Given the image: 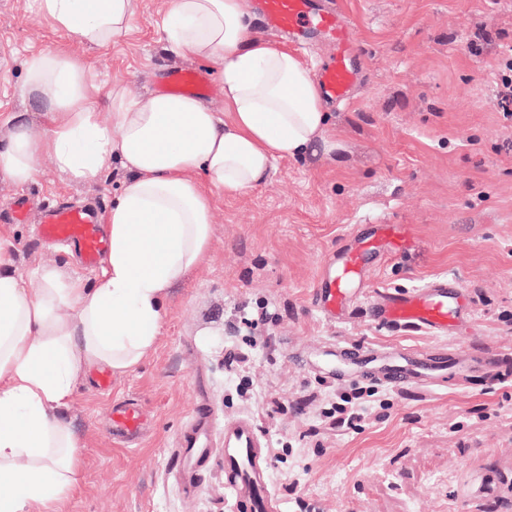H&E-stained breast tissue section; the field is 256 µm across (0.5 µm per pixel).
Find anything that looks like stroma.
Segmentation results:
<instances>
[{
  "instance_id": "35a3bbf8",
  "label": "stroma",
  "mask_w": 512,
  "mask_h": 512,
  "mask_svg": "<svg viewBox=\"0 0 512 512\" xmlns=\"http://www.w3.org/2000/svg\"><path fill=\"white\" fill-rule=\"evenodd\" d=\"M171 0H137L130 30L97 48L56 30L37 0H0V133L26 113L20 95L29 56L60 48L83 57L102 93L119 85L161 92L169 69L205 71L204 101L223 111L218 65L164 50ZM351 27L361 84L328 105L343 148L276 161L267 181L216 197L207 261L172 290L155 350L111 393L80 381L65 419L81 445L79 487L67 512H226L222 428L251 418L271 453L278 512H512V116L497 104L500 62L512 46V0H324ZM120 166L70 181L41 159L33 180L0 176V234L18 271L36 286L55 266L93 281L66 251L43 241L36 218H12L18 194L34 204L92 201L108 211ZM378 224H406L401 249L363 271L364 296L338 322L311 293L324 264L358 247ZM454 280L476 304L448 334L375 324L369 302L386 288ZM445 347L463 358L493 349L505 361L462 387L424 395L384 390L386 407L333 428L321 412L352 383L323 378L315 354L329 343ZM136 399L153 424L142 445H113V400ZM215 422L207 459L186 471L178 439L197 409ZM503 488L467 493L470 476Z\"/></svg>"
}]
</instances>
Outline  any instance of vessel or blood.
Wrapping results in <instances>:
<instances>
[{
  "instance_id": "b4317fda",
  "label": "vessel or blood",
  "mask_w": 512,
  "mask_h": 512,
  "mask_svg": "<svg viewBox=\"0 0 512 512\" xmlns=\"http://www.w3.org/2000/svg\"><path fill=\"white\" fill-rule=\"evenodd\" d=\"M267 27L276 32L305 36L322 33L335 42L336 52L320 67L319 86L328 100L344 104L357 82L352 64L356 42L351 28L340 14L321 10L314 0H262ZM207 76L197 70H174L165 87L174 92L202 93L208 88ZM44 240L70 247L82 266H98L108 250V239L94 209L61 204L47 210L39 220ZM407 235L403 224H380L369 244L337 256V265L318 280L312 304L329 322L345 316L360 294L358 284L371 249L399 247ZM452 279L440 277L423 288L410 292L377 295L371 303V315L386 327H412L432 335H441L461 320L472 317ZM466 360L457 358L437 345L423 347L376 348L336 343L320 355L316 367L328 378L366 380L402 390L418 386L441 389L462 382ZM213 431L211 415L196 416L183 434L180 446L192 460H200ZM146 432V421L135 400L122 398L112 404V441L123 448L139 444ZM269 452L264 449L252 420L240 418L224 424V487L235 501V512H274L269 495Z\"/></svg>"
}]
</instances>
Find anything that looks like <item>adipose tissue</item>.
Wrapping results in <instances>:
<instances>
[{
    "label": "adipose tissue",
    "instance_id": "1",
    "mask_svg": "<svg viewBox=\"0 0 512 512\" xmlns=\"http://www.w3.org/2000/svg\"><path fill=\"white\" fill-rule=\"evenodd\" d=\"M136 0H39L60 31L104 47L125 32ZM246 0H171L164 42L221 67L223 111L186 94L137 97L114 88L101 111L86 62L49 49L26 62L21 116L0 139V174L33 179L41 157L75 182L125 172L106 217L109 249L93 282L57 268L27 287L0 236V512H64L78 489V441L61 417L97 366L133 370L156 347L170 288L207 258L212 191L265 183L282 157L339 149L319 85L283 45L255 36Z\"/></svg>",
    "mask_w": 512,
    "mask_h": 512
}]
</instances>
